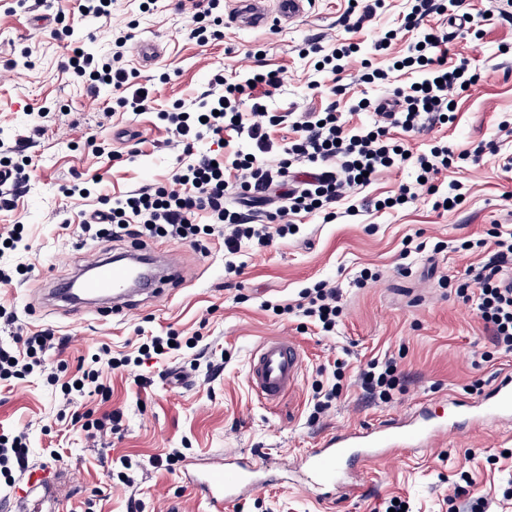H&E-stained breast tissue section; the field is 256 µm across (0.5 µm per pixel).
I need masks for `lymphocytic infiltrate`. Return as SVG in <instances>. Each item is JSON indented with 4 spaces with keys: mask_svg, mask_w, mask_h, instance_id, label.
Masks as SVG:
<instances>
[{
    "mask_svg": "<svg viewBox=\"0 0 512 512\" xmlns=\"http://www.w3.org/2000/svg\"><path fill=\"white\" fill-rule=\"evenodd\" d=\"M420 40L409 44L397 56L395 64L368 73L367 82L388 80L397 73L399 84L392 93L394 111L365 97L355 98L352 111L373 110L371 127L346 129L340 112L327 107L320 113H301L292 124L294 136L287 143L274 145L270 127L281 124L267 101L281 80L276 72L262 73L255 82H239L215 76L214 87L201 94L195 111L175 107L158 112L183 151L172 175L171 187L147 185L129 194L101 197L99 207L83 211L80 227L95 241L129 238L143 242L154 238L185 241L196 251L207 252L206 239L222 236L228 272H239L233 260L243 241H257L266 246L274 237L290 232L287 215L323 213L335 220L337 203L348 199L361 187L369 185L378 171L407 164L419 171L418 182L401 186L393 203L402 206L418 199L420 193L436 195V208L456 203L468 190L462 181L449 183L448 192L437 196L434 178L454 160L445 145L429 151L400 153L391 129L420 131L428 123H448L452 93L475 86L481 75L467 59L449 61L448 36L441 31L423 29ZM131 33L115 37L114 49L97 56L88 52L72 54L67 69L90 89L108 86L119 92L120 104L132 109H146L149 93L135 83L136 73L124 62V49ZM246 139L248 150L217 152L225 133ZM214 147L198 150L203 139ZM279 151L276 166H269L266 154ZM235 183H228V176ZM236 186L239 206L224 203L228 186ZM276 194L284 206L267 211L263 223H253L244 206L255 197ZM489 244L491 256L480 270H466L456 282L461 298L474 301L483 327L496 350L512 351V229L494 225ZM300 309L305 317L315 319L322 332L336 329L341 313L340 293L326 282H316L302 292ZM57 342L53 330L44 329L26 336H14L12 344L0 345V381L10 380L43 368L45 355ZM399 385L393 361L370 363L361 374V386L374 401L389 402Z\"/></svg>",
    "mask_w": 512,
    "mask_h": 512,
    "instance_id": "obj_1",
    "label": "lymphocytic infiltrate"
}]
</instances>
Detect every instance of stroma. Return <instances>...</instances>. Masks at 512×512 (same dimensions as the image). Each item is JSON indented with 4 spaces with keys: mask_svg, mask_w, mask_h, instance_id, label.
I'll list each match as a JSON object with an SVG mask.
<instances>
[{
    "mask_svg": "<svg viewBox=\"0 0 512 512\" xmlns=\"http://www.w3.org/2000/svg\"><path fill=\"white\" fill-rule=\"evenodd\" d=\"M139 0H117L108 17H82L65 0V22L72 39L108 53L120 27L134 23L133 35L155 37L163 53L140 66L136 48L127 44L125 60L157 109L191 102L207 90L215 74L243 76L257 66L280 71V88L269 103L286 115L270 128L274 143L292 138L290 120L300 112H320L336 103L348 125L372 120L370 113L350 112L353 97L385 100L387 86L364 83L369 67H385V57L370 45L389 30L399 33L393 51L405 50L410 34L399 26L406 0H386L383 9L360 29L349 30L345 0H311L306 15L290 25L271 23L249 30L224 20L223 39L201 46L190 39L193 8L176 9L173 0L154 13L140 12ZM463 10L479 17L472 30L460 29L453 11L431 15L428 23L448 35L450 57L467 58L480 82L456 95L452 119L444 126H424L408 142L413 149L447 142L456 158L438 175L440 190L458 179L470 187L454 209H435V198L422 195L406 207L383 210L372 201L395 196L401 184L414 181L413 168L379 172L358 190L356 215L338 213L292 216L296 233L274 237L268 246L243 243L235 256L240 273L224 269V242L209 240L202 255L187 242L156 238L151 249L179 250L189 281L168 295L123 315H81L52 311L43 302L55 285L73 275L93 254L117 252L118 242L83 240L81 204L67 201L61 190L77 178L100 177L99 194L112 197L171 180L181 152L157 118V109L116 116L117 95L107 88L91 93L73 84L64 70L67 51L53 26L32 27L28 9L16 0H0V142L13 145L27 135L31 113L44 109L46 133L30 148L27 194L11 212H0V229L23 225L25 245L0 253V267L24 272L21 283L0 288V305L15 317L0 318V343L14 333L51 328L63 345L47 352L45 370L0 382V433L23 431L30 465L50 466L56 512H128V500L144 503V512H209L185 484L181 472L160 461L170 449L185 457H223L245 451L270 455L277 468L260 490L231 504L227 512H384L387 501H405L409 512H512V426L489 423L476 431L466 424L449 428L433 447L412 455L365 462H344L352 495L319 501L288 471L325 435L410 414L425 401L445 404L479 383L488 391L504 371H512V353L493 352L472 303L440 282L468 266H480L486 253L463 250L464 242L486 237L493 225L512 226V171L504 172L498 155L479 163L464 161L479 142L492 141L512 152V17L506 0H464ZM352 38L358 53L341 73L317 71L312 43L330 47ZM29 48L30 57L20 55ZM167 83H160L161 75ZM120 152V161L97 155V147ZM370 278L362 286L360 272ZM324 280L342 292V313L334 334L325 335L297 312L304 288ZM291 313L277 314V307ZM162 335L174 329L201 332L208 356L222 361L214 375L206 367L191 369L189 359H149L117 370L101 366L105 393L86 398L84 418L63 405L60 385L78 374L82 361L101 347L113 354L133 352L137 329ZM285 336L303 354L296 388L269 404L252 390L249 359L264 340ZM490 359H482V352ZM374 358L396 362L401 390L388 403L368 402L355 379ZM345 364L340 394L332 408L311 419L314 384L335 361ZM118 411L119 435L92 434L87 418ZM60 461H52L50 451ZM137 464L134 485L121 477L122 460ZM467 484V494L455 491Z\"/></svg>",
    "mask_w": 512,
    "mask_h": 512,
    "instance_id": "35a3bbf8",
    "label": "stroma"
}]
</instances>
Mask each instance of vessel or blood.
Listing matches in <instances>:
<instances>
[{
  "mask_svg": "<svg viewBox=\"0 0 512 512\" xmlns=\"http://www.w3.org/2000/svg\"><path fill=\"white\" fill-rule=\"evenodd\" d=\"M267 0H237L235 9L241 24L249 29L265 26L270 20L288 22L304 11L306 0H277L275 12H268ZM146 260L138 249L127 250L123 257L98 258L79 269L72 281L74 290L59 288L58 301L77 313L112 311L120 315L136 307L140 293L139 277H148L153 296H161L185 280V273L170 250L157 257L158 274L147 276ZM302 353L298 345L285 337H274L260 343L249 369L254 392L269 403L278 401L299 377ZM458 414L468 415L472 428H480L488 420H512V374L503 377L478 403L458 400L453 405ZM447 433L429 408L418 414L398 417L380 425L341 431L320 440L308 449L302 460L303 483L319 498H327V490L340 483V465L357 457L377 460L395 451L430 447ZM269 459L253 454L235 458H197L190 460L185 473L198 498L204 499L211 512H224L226 504L236 502L258 486L256 475L269 467ZM50 482L48 469L30 470L15 488L14 497L25 503Z\"/></svg>",
  "mask_w": 512,
  "mask_h": 512,
  "instance_id": "vessel-or-blood-1",
  "label": "vessel or blood"
}]
</instances>
